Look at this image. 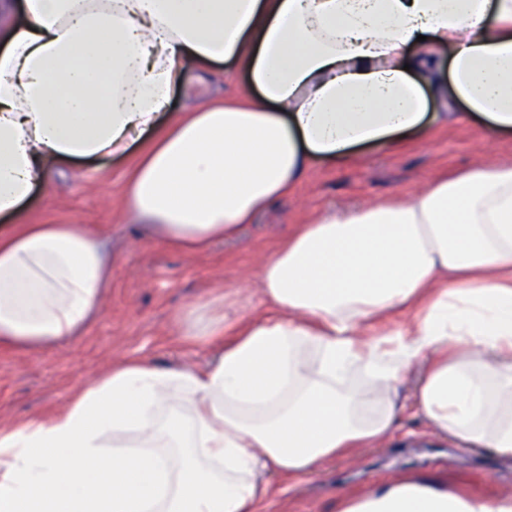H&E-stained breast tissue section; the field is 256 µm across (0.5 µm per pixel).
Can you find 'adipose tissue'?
<instances>
[{
	"label": "adipose tissue",
	"instance_id": "obj_1",
	"mask_svg": "<svg viewBox=\"0 0 512 512\" xmlns=\"http://www.w3.org/2000/svg\"><path fill=\"white\" fill-rule=\"evenodd\" d=\"M0 32V215L53 162L142 143L126 208L168 247L208 249L312 160L399 148L429 99L512 130V0H24ZM446 46L450 87L436 84ZM412 58H405L406 48ZM254 91L171 112L190 67ZM433 96H426V87ZM111 276L76 224L0 234V347L44 350L101 308ZM270 311H191L203 369L125 357L55 414L0 426V512H263L287 478L395 429L399 388L429 430L512 458V163L296 225L262 262ZM416 306L413 326L366 322ZM336 512H512V496L411 475L341 490Z\"/></svg>",
	"mask_w": 512,
	"mask_h": 512
}]
</instances>
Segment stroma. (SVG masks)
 I'll list each match as a JSON object with an SVG mask.
<instances>
[{
	"label": "stroma",
	"mask_w": 512,
	"mask_h": 512,
	"mask_svg": "<svg viewBox=\"0 0 512 512\" xmlns=\"http://www.w3.org/2000/svg\"><path fill=\"white\" fill-rule=\"evenodd\" d=\"M248 88L244 73L228 74L213 65L207 73L188 74L170 109L182 112ZM136 158L132 151L61 161L51 169L48 185L37 188L16 215L0 218L1 231L19 224L81 225L98 238L112 263L102 309L76 336L47 352L0 350V425L61 410L75 389L94 381L118 358L143 357L162 367L207 365L216 347L185 341L179 317L224 294L243 295V317H262L267 306L257 281L259 266L293 225L336 209L409 196L438 175L481 160L511 161L512 132L491 130L470 114L411 134L396 151L363 149L343 165L313 161L294 190L242 225L235 238L200 253L167 247L128 214L123 184ZM414 384V378H407L400 390L403 410L390 438L354 449L287 486L278 474H269V482L283 490L267 512H335L337 487L369 489L400 475L465 482L512 496V460L426 435L424 422L411 408Z\"/></svg>",
	"instance_id": "1"
}]
</instances>
